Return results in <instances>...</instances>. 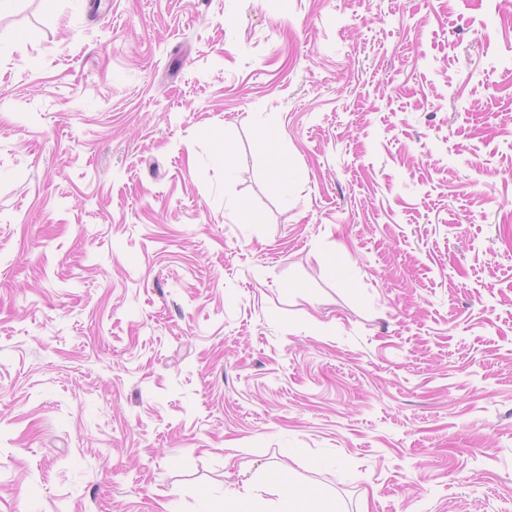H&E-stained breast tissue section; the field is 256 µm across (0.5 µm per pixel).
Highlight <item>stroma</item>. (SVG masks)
<instances>
[{
	"instance_id": "35a3bbf8",
	"label": "stroma",
	"mask_w": 512,
	"mask_h": 512,
	"mask_svg": "<svg viewBox=\"0 0 512 512\" xmlns=\"http://www.w3.org/2000/svg\"><path fill=\"white\" fill-rule=\"evenodd\" d=\"M498 5L0 15V512H512ZM281 509L278 512H298L301 511L297 504L305 498L315 500L317 494H313L312 490L299 489L295 487L290 481H281Z\"/></svg>"
}]
</instances>
